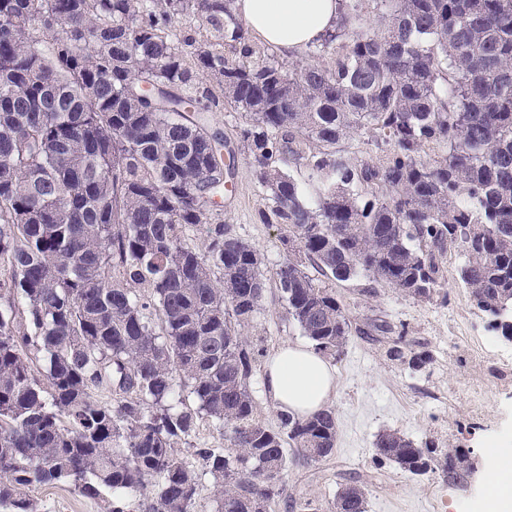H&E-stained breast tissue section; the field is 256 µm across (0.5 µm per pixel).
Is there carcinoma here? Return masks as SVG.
<instances>
[{
  "label": "carcinoma",
  "mask_w": 512,
  "mask_h": 512,
  "mask_svg": "<svg viewBox=\"0 0 512 512\" xmlns=\"http://www.w3.org/2000/svg\"><path fill=\"white\" fill-rule=\"evenodd\" d=\"M341 0L310 59L257 55L234 0H0V509L67 485L102 512H270L293 460L333 453L336 412L257 417L250 382L266 288L258 250L221 219L235 151L211 128L241 119L285 258L274 278L314 350L353 327L333 288L365 277L440 295V257L481 310L512 307V0ZM209 30L186 60L171 37ZM61 28L66 36L48 41ZM232 49L227 57L223 46ZM367 136L380 164L340 143ZM308 181H298L294 167ZM112 401L102 400L104 395ZM208 419L224 449L191 444ZM377 465L413 476L470 466L397 431ZM346 484L333 512H368ZM184 458L189 462L190 465H192V469L195 470L197 473L200 474L201 480H200V490H199V496H198V508L197 510L199 512H211L214 507L213 502V487H212V480L209 476H205L202 473V468L200 464L191 456V453H188L185 450H182Z\"/></svg>",
  "instance_id": "obj_1"
}]
</instances>
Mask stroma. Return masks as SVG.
<instances>
[{
	"label": "stroma",
	"mask_w": 512,
	"mask_h": 512,
	"mask_svg": "<svg viewBox=\"0 0 512 512\" xmlns=\"http://www.w3.org/2000/svg\"><path fill=\"white\" fill-rule=\"evenodd\" d=\"M262 191L245 154L236 157V176L223 218L243 240L254 245L270 279L256 328L266 354L283 343H305L289 320L271 276L283 258L276 225L259 220ZM461 251L448 248L440 259L443 297L420 301L385 285L358 278L337 283L336 295L354 325L385 321L403 335L404 354L430 361L418 371L390 357L392 337L351 334L333 358L336 391L328 406L336 412L338 437L333 453L318 462L300 461L288 469L284 495L314 500L319 512L346 479L366 487L368 512H464L476 497L487 471L486 446L512 434V343L491 331L457 280ZM385 430H396L430 447L464 449L477 464L467 487L448 483L442 471L417 478L387 464H374V443ZM41 512H100L97 502L66 486L32 490Z\"/></svg>",
	"instance_id": "1"
}]
</instances>
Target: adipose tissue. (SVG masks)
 <instances>
[{"instance_id":"obj_1","label":"adipose tissue","mask_w":512,"mask_h":512,"mask_svg":"<svg viewBox=\"0 0 512 512\" xmlns=\"http://www.w3.org/2000/svg\"><path fill=\"white\" fill-rule=\"evenodd\" d=\"M235 8L253 37L294 55L335 27L339 0H236ZM265 387L278 408L306 417L326 406L335 389V369L311 348L286 343L267 362ZM476 508L478 512H512L511 446L489 449Z\"/></svg>"}]
</instances>
